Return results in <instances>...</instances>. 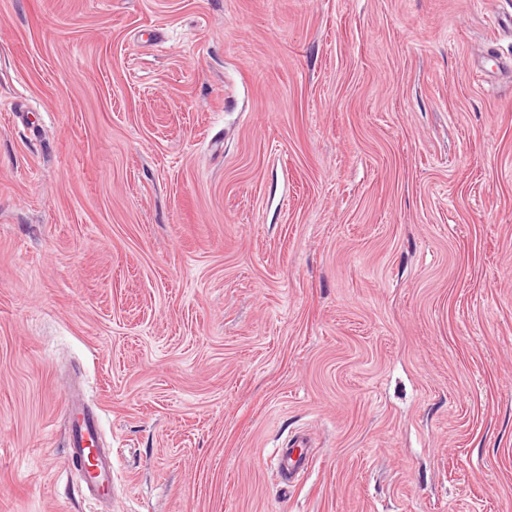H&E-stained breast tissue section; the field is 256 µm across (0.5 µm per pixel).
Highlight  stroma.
Here are the masks:
<instances>
[{"instance_id":"1","label":"stroma","mask_w":512,"mask_h":512,"mask_svg":"<svg viewBox=\"0 0 512 512\" xmlns=\"http://www.w3.org/2000/svg\"><path fill=\"white\" fill-rule=\"evenodd\" d=\"M511 17L0 0V512H512ZM70 411L64 442L68 466L79 477L81 495L88 501L107 499L112 494V450L99 446L100 414L69 392ZM92 457L93 469L86 473ZM310 448L304 437L296 438L279 461L281 482L291 486L299 481L307 472L310 463Z\"/></svg>"}]
</instances>
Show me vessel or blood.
Here are the masks:
<instances>
[{
	"mask_svg": "<svg viewBox=\"0 0 512 512\" xmlns=\"http://www.w3.org/2000/svg\"><path fill=\"white\" fill-rule=\"evenodd\" d=\"M100 414L78 399H71L69 421L64 442L69 466L78 474L82 496L100 501L112 494V451L100 447ZM310 448L305 438H296L279 461V474L284 485H292L307 472Z\"/></svg>",
	"mask_w": 512,
	"mask_h": 512,
	"instance_id": "vessel-or-blood-1",
	"label": "vessel or blood"
}]
</instances>
